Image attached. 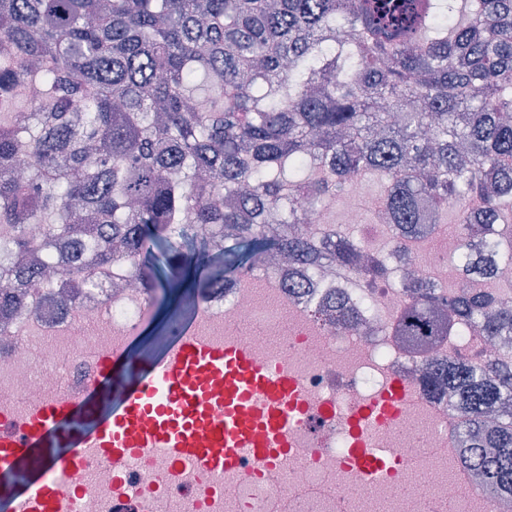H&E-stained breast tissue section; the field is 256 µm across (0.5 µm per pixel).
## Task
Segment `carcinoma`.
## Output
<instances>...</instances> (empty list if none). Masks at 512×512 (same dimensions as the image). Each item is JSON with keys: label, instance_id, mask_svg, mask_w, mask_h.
Wrapping results in <instances>:
<instances>
[{"label": "carcinoma", "instance_id": "1", "mask_svg": "<svg viewBox=\"0 0 512 512\" xmlns=\"http://www.w3.org/2000/svg\"><path fill=\"white\" fill-rule=\"evenodd\" d=\"M371 176L387 250L296 230L297 199L322 217ZM450 206L476 248L512 257L486 235L512 207V0H0V223L14 230L0 263L19 274L44 276L46 241L107 224L103 257L154 289L195 295L272 256L331 261L370 288ZM202 232L209 251L187 253ZM401 286L387 331L413 356L468 322L512 336L496 290ZM493 364L448 370V397L501 412L464 461L512 499V367L488 377Z\"/></svg>", "mask_w": 512, "mask_h": 512}]
</instances>
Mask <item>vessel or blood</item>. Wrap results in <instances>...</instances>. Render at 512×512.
I'll return each instance as SVG.
<instances>
[{
    "label": "vessel or blood",
    "mask_w": 512,
    "mask_h": 512,
    "mask_svg": "<svg viewBox=\"0 0 512 512\" xmlns=\"http://www.w3.org/2000/svg\"><path fill=\"white\" fill-rule=\"evenodd\" d=\"M126 391L107 414L99 400L114 380ZM401 402L393 394L360 417L363 431L392 418ZM306 417L297 385L273 365L253 358L245 344L210 339L181 326L163 355L145 367L127 363L118 347L99 353V369L75 397L54 396L18 413L0 408V488L11 512H78V495L61 487L85 463L112 465V512H126L127 473L140 460L160 470L161 486L201 477L215 505L224 509V482L250 458L264 474L278 470L288 444ZM347 463L361 476L380 480L405 460L358 448Z\"/></svg>",
    "instance_id": "obj_1"
}]
</instances>
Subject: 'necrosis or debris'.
Returning a JSON list of instances; mask_svg holds the SVG:
<instances>
[{
    "label": "necrosis or debris",
    "mask_w": 512,
    "mask_h": 512,
    "mask_svg": "<svg viewBox=\"0 0 512 512\" xmlns=\"http://www.w3.org/2000/svg\"><path fill=\"white\" fill-rule=\"evenodd\" d=\"M107 238L102 225L90 243L51 241L56 268L80 264L94 281L68 303H60L57 288L11 277L25 306L0 310V405L21 410L54 393L80 392L96 372L95 350L125 346L153 321L154 302L141 280L122 262L101 260ZM465 242L461 225L433 244L425 238L406 241L417 280L450 282L459 291L486 288L479 271L449 261ZM335 300L354 308L372 332L336 327L333 316L323 313L326 302ZM401 303L400 289L390 284L356 288L336 268L308 280L291 265L197 296L192 325L200 335L217 339L233 327L261 324L264 335L246 336L245 344L256 360L276 361L308 404L291 439L295 454L281 467L277 483L259 480L255 463L243 460L224 487V512H337L342 503L348 512H430L450 504L459 512H502L500 499L462 464L459 415L424 382L418 358L407 355L385 328ZM494 353L504 362L512 358L499 353L481 328L465 325L430 357L444 363L462 354L478 361ZM398 385L407 399L391 422L367 432L363 442L402 451L407 466L370 483L343 461L351 446L347 418Z\"/></svg>",
    "instance_id": "4bbe7bcc"
}]
</instances>
